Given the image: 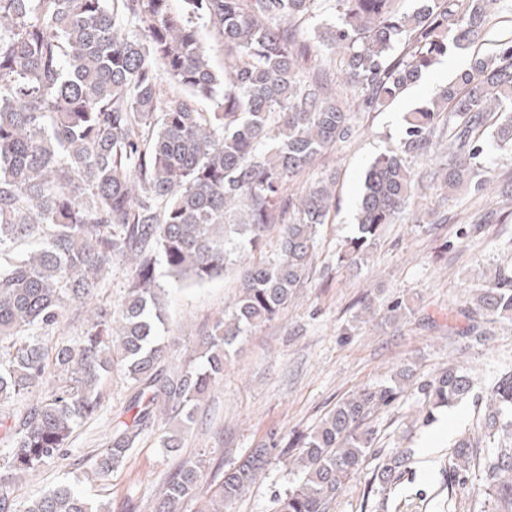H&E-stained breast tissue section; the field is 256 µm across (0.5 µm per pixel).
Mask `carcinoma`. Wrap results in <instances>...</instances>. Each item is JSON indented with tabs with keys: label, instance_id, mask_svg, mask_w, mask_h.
<instances>
[{
	"label": "carcinoma",
	"instance_id": "obj_1",
	"mask_svg": "<svg viewBox=\"0 0 512 512\" xmlns=\"http://www.w3.org/2000/svg\"><path fill=\"white\" fill-rule=\"evenodd\" d=\"M336 22L318 40L300 24L320 0H0V512H14L13 480L63 461L70 439L106 405L102 382L114 363L134 392L104 455L109 481L143 432L161 447L182 445L200 402L224 378L230 350L296 298L309 275L320 226L333 208L328 176L283 200L286 178L345 141L357 112H379L454 50L486 40L512 0H333ZM224 43V65L209 56L197 20ZM136 25L139 34L129 33ZM497 50L475 53L469 69L406 117L395 149L371 163L356 232L337 255L360 266L384 225L423 182L413 161L448 135V161L434 178L445 201L486 180L479 158L488 139L512 152V31ZM209 110L199 108L201 102ZM291 218H286L287 213ZM278 227L275 257L245 263L230 310L197 339L196 361L165 367L170 344L156 266L177 283L203 284L261 247ZM18 241L27 253L4 259ZM130 271L116 305L97 304L117 270ZM470 316L512 317V268L496 269L474 296ZM75 305L86 330L53 335ZM414 376L367 386L343 399L289 444L291 487L274 512H330L345 484L373 454L366 420ZM45 388L21 409L10 404ZM473 389L450 366L418 386L425 417ZM487 453L477 463L485 512H512V371L504 372L479 421ZM281 440L216 468L183 460L152 512H226L256 482ZM477 441L454 444L452 493L468 496ZM411 448L388 453L369 485L384 490L409 469ZM22 512H106L87 491L55 486Z\"/></svg>",
	"mask_w": 512,
	"mask_h": 512
}]
</instances>
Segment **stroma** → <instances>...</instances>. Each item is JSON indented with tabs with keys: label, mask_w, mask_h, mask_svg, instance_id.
I'll list each match as a JSON object with an SVG mask.
<instances>
[{
	"label": "stroma",
	"mask_w": 512,
	"mask_h": 512,
	"mask_svg": "<svg viewBox=\"0 0 512 512\" xmlns=\"http://www.w3.org/2000/svg\"><path fill=\"white\" fill-rule=\"evenodd\" d=\"M494 39L475 49L458 51L428 71L380 112H360L354 133L323 154L288 190L301 194L324 175L335 177L330 220L318 237L309 277L294 303L270 323L253 330L236 346L222 383L201 404L198 420L181 455L160 448L154 433H145L106 483L95 482L86 458L107 446L113 419L123 414L133 392L121 368L105 384L107 404L95 419L79 427L61 466L45 470L39 480L19 477L17 504H26L56 482L67 479L93 491L111 512H150V507L180 457H203L207 471L232 467L270 433L284 439L314 428L336 403L363 387L390 379L402 367L415 372L391 405L368 418L375 429V449L415 451V464L390 492H372L371 468L352 478L331 512H480L478 496L456 499L448 494L449 463L454 441L476 432L480 401L487 398L497 372L512 368V322L481 323L493 341L466 345V318L460 312L496 266L512 262V154L488 144L483 171L486 193L469 192L442 201L435 187L424 188L395 223L387 225L376 247L358 268L340 267L336 254L351 236L365 174L375 157L394 149L404 117L438 96L473 53L496 51ZM441 222L429 227V213ZM476 226L462 238L461 226ZM165 291L168 333L175 338L173 363L191 355L197 334L209 329L237 292L239 271L201 285H184L158 266ZM376 309L405 299L410 310L397 323L359 319L361 298ZM461 361L473 377V393L454 407L423 418L416 382L435 376L448 363ZM291 476L287 448H277L264 474L230 512H273L274 498L284 493Z\"/></svg>",
	"instance_id": "stroma-1"
}]
</instances>
